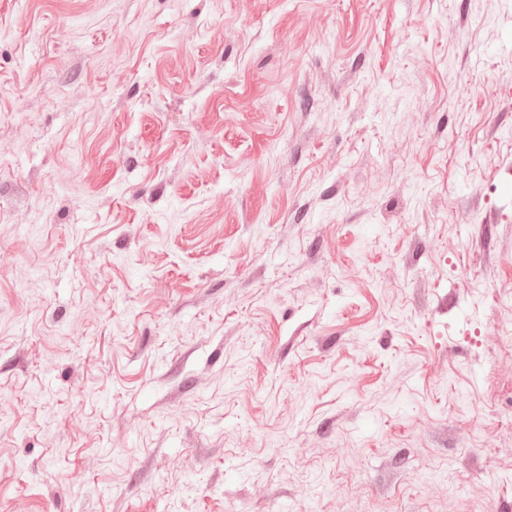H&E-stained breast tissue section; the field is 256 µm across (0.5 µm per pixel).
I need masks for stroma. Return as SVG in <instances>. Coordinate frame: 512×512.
Here are the masks:
<instances>
[{
    "instance_id": "stroma-1",
    "label": "stroma",
    "mask_w": 512,
    "mask_h": 512,
    "mask_svg": "<svg viewBox=\"0 0 512 512\" xmlns=\"http://www.w3.org/2000/svg\"><path fill=\"white\" fill-rule=\"evenodd\" d=\"M512 0H0V512H512Z\"/></svg>"
}]
</instances>
